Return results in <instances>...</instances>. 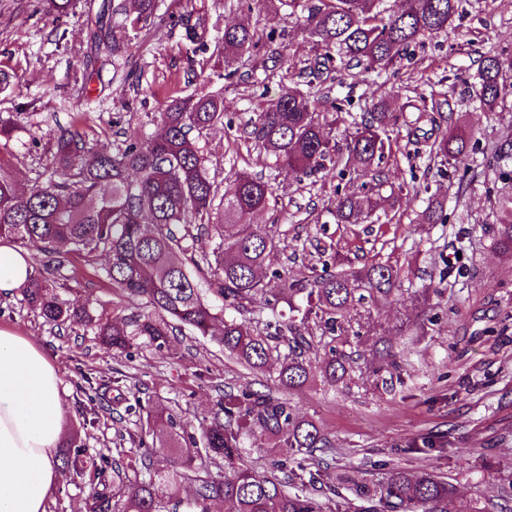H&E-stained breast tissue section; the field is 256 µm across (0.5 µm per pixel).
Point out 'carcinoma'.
Returning a JSON list of instances; mask_svg holds the SVG:
<instances>
[{"mask_svg":"<svg viewBox=\"0 0 512 512\" xmlns=\"http://www.w3.org/2000/svg\"><path fill=\"white\" fill-rule=\"evenodd\" d=\"M57 17L75 12L77 0H45ZM158 0H122L115 10L120 26L96 34L98 44L112 55L124 56L129 32L141 33L155 15ZM290 8L302 6L303 30L319 53L309 74L323 73L331 52L365 72L389 69L411 44L433 36L453 23L460 0H278ZM185 39L207 47V15L191 11L178 17ZM217 43L224 49L225 77L236 75L242 59L257 46L245 25L224 28ZM479 111L492 112L512 96V76L497 56L483 59L474 91ZM324 96L313 82L278 98L239 128L240 137L262 147L275 159L278 174L300 182L331 164L340 171L369 173L385 154L386 112L374 103L355 124L344 146L336 145L318 108ZM448 99L423 96L409 104L418 112L414 123L432 113L443 114ZM224 95L205 93L171 96L156 115L162 130L144 138L136 132L113 142L112 150H96L78 130L65 129L53 137L48 162L28 192L20 193L0 165V237L42 251L47 260L19 289L22 301L54 328L79 321L104 344L124 351L138 343L155 348L174 346L173 329L186 328L216 341L233 360L256 372L279 364V383L289 389L319 380L334 387L350 378L357 351L351 346L348 313L354 304L389 296L399 281L397 269L375 263L364 270L343 267L307 284H299L274 268L280 234L250 224V216L276 203L270 181L238 172L229 189L219 193L210 173V160L200 144L203 132L225 120ZM19 126L0 120V160L13 155L10 143ZM430 153L459 161L467 153L463 132L443 131ZM380 184L362 183L358 191L336 199L330 215L337 224H355L381 207ZM499 227L493 245L512 251V196L499 207ZM210 238V248L196 250L198 239ZM68 253L91 262L105 254L101 267L112 293L132 309L127 317L108 319L93 307L71 308L61 299L69 290ZM210 275L209 288L199 274ZM275 287H267L263 273ZM278 314L253 328L246 315L276 310ZM317 320L318 336L308 332ZM277 440L288 458L273 467L284 474L257 475L240 463L244 439ZM132 448L116 449L107 460L69 440L64 467L76 488H89L85 512H210L218 500L234 505L233 512H324L323 504L307 494L323 483L328 462L307 467L316 451L328 447L318 425L296 415L288 402L269 393L244 389L220 396L209 424L196 437L171 412L150 410L147 427L130 436ZM175 451L171 468L161 470L154 458ZM229 470L221 474V469ZM186 484L190 494L173 497L169 489ZM345 490L352 498L339 493ZM336 512H350L351 499L376 502L373 512H485L474 500L457 501L455 485L432 473L415 476L402 467L392 469L381 483H355L336 474L329 486Z\"/></svg>","mask_w":512,"mask_h":512,"instance_id":"obj_1","label":"carcinoma"}]
</instances>
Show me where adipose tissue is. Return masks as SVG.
I'll return each instance as SVG.
<instances>
[{"label":"adipose tissue","instance_id":"ef3b65f1","mask_svg":"<svg viewBox=\"0 0 512 512\" xmlns=\"http://www.w3.org/2000/svg\"><path fill=\"white\" fill-rule=\"evenodd\" d=\"M30 271L28 253L0 238V293L22 288ZM65 396L56 366L39 346L0 330V512H47L60 479L55 454Z\"/></svg>","mask_w":512,"mask_h":512}]
</instances>
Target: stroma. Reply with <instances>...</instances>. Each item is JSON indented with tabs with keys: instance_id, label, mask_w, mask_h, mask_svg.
Wrapping results in <instances>:
<instances>
[{
	"instance_id": "35a3bbf8",
	"label": "stroma",
	"mask_w": 512,
	"mask_h": 512,
	"mask_svg": "<svg viewBox=\"0 0 512 512\" xmlns=\"http://www.w3.org/2000/svg\"><path fill=\"white\" fill-rule=\"evenodd\" d=\"M101 2L80 0L75 15L57 19L45 13L41 0H0V71L12 76L9 90L0 93V119L11 120L29 102L41 117L17 131L19 146L5 165L18 189L32 185L59 129L79 130L97 148L111 146L120 127L148 137L157 131L148 116L166 97L218 87L234 126L202 135L213 172L226 184L238 170L274 179L272 158L240 140L237 127L292 90V76L308 66L313 53L297 15L275 4L247 8L235 0H195L207 9L211 34L239 23L259 38H281L287 65L273 64L258 47L243 73L228 80L223 61H205L174 23L186 0H158L149 35L133 38L124 58L99 61L89 74L83 26ZM460 10L447 30L411 46L407 59L385 72L337 66L329 93L344 110L331 130L336 142L380 99L389 111L403 112L419 95L444 92L454 121H470L482 59L497 54L512 61V0H462ZM407 133L404 126L388 131L381 193L397 191L401 199L387 206L379 223L333 224L329 209L336 190H354L361 180L331 168L313 180L278 184L275 206L252 218L259 227L285 230L276 266L299 283L323 273L321 253L331 242L356 268L377 262L399 268V291L371 313L352 312L360 359L347 385L288 389L227 358L211 338L190 334L169 351L142 344L117 352L80 324L63 332L44 325L20 294L0 295V329L34 340L59 371L67 391L66 432H79L86 447L105 454L129 447L145 416L127 411L114 390L104 402L89 399V381L107 382L118 371L129 376L133 397L167 408L192 432L209 422L219 394L247 388L273 394L314 421L329 441L333 467L355 480L381 482L397 466L427 470L487 512H512V496L501 495L512 481V253L492 245L498 201L512 193V161L488 156L491 147L512 144V97L501 110L481 115L478 146L459 162L425 153L413 157ZM432 196L444 202V223L421 221ZM79 268L78 284L63 295L68 304L120 307L97 265L83 262ZM424 287L425 299L419 295ZM386 344L401 357L396 370L380 373L379 351ZM428 438L444 442L445 451L419 453Z\"/></svg>"
}]
</instances>
